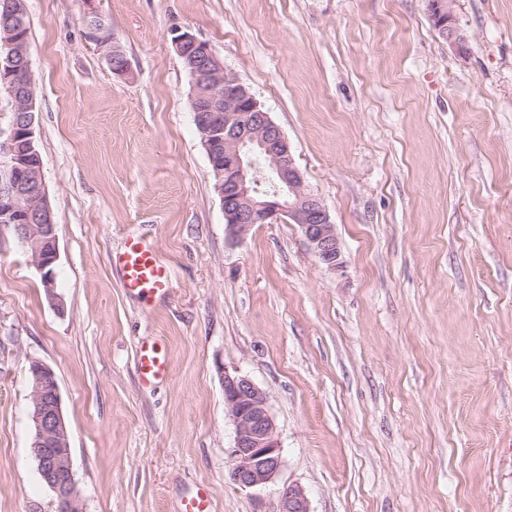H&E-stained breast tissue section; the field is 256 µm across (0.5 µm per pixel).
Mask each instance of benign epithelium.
<instances>
[{"instance_id":"7a95c632","label":"benign epithelium","mask_w":512,"mask_h":512,"mask_svg":"<svg viewBox=\"0 0 512 512\" xmlns=\"http://www.w3.org/2000/svg\"><path fill=\"white\" fill-rule=\"evenodd\" d=\"M430 17L441 36L463 54L468 36L456 23L455 0H430ZM3 30L0 78L13 105L14 119L0 141V225L14 232L30 262L40 271L49 302L57 312L64 304L55 291L58 256L56 224L43 181V164L34 143L35 93L33 82L11 81L19 65L31 70L28 48ZM172 45L178 54L196 50L189 73L193 114L197 116L215 189L229 234L242 239L256 224H272L286 217L297 224L308 246L326 269L344 268L342 251L323 200L305 184L292 145L250 90L224 68L210 46L188 30L177 29ZM266 162L274 192H262L263 177L254 153ZM30 453L45 485L57 501V512H83L71 463L68 428L58 383L52 369L39 361L30 365ZM224 412L235 427L229 449L228 476L242 489L273 481L283 464L275 422L266 392L250 378L224 373ZM280 512H310L299 486L282 491Z\"/></svg>"}]
</instances>
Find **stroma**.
I'll use <instances>...</instances> for the list:
<instances>
[{"mask_svg":"<svg viewBox=\"0 0 512 512\" xmlns=\"http://www.w3.org/2000/svg\"><path fill=\"white\" fill-rule=\"evenodd\" d=\"M98 16L123 77L89 39ZM35 145L58 243L48 301L0 235V512H55L30 454L32 361L56 376L83 512H512V0H27ZM190 30L288 137L344 268L298 225L232 239L171 38ZM171 269L128 294L127 238ZM165 345L143 385L136 348ZM268 395L284 463L227 476L225 373ZM455 0L429 1L430 17L441 36L459 54H464L468 46V36L456 23ZM279 512H311L308 497L300 486H288L282 491Z\"/></svg>","mask_w":512,"mask_h":512,"instance_id":"obj_1","label":"stroma"}]
</instances>
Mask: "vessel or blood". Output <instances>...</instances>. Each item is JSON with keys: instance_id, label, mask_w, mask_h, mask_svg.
I'll return each instance as SVG.
<instances>
[{"instance_id": "obj_1", "label": "vessel or blood", "mask_w": 512, "mask_h": 512, "mask_svg": "<svg viewBox=\"0 0 512 512\" xmlns=\"http://www.w3.org/2000/svg\"><path fill=\"white\" fill-rule=\"evenodd\" d=\"M122 270V284L126 292L153 297L169 291L171 273L161 262L155 249L140 240L130 239L117 258ZM137 367L143 383L153 384L168 374L164 348L156 342L141 343L137 350Z\"/></svg>"}]
</instances>
